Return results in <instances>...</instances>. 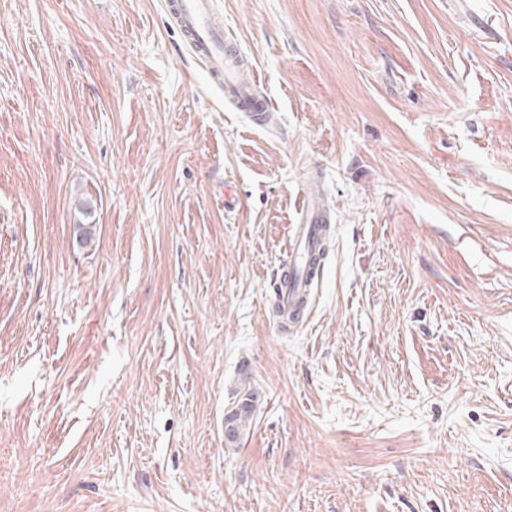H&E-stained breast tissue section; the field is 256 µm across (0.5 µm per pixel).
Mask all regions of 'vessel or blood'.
<instances>
[{
    "label": "vessel or blood",
    "instance_id": "vessel-or-blood-1",
    "mask_svg": "<svg viewBox=\"0 0 512 512\" xmlns=\"http://www.w3.org/2000/svg\"><path fill=\"white\" fill-rule=\"evenodd\" d=\"M166 13L175 20L182 41L207 71L212 84L240 112L261 115L268 101L255 85L240 78L239 56L224 38V24L217 18L216 0H163ZM322 207L315 197L304 201L299 224L292 227L288 269L275 283L282 307L295 310L302 296L310 295L319 279L307 266L310 255L321 249Z\"/></svg>",
    "mask_w": 512,
    "mask_h": 512
}]
</instances>
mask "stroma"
Instances as JSON below:
<instances>
[{"mask_svg": "<svg viewBox=\"0 0 512 512\" xmlns=\"http://www.w3.org/2000/svg\"><path fill=\"white\" fill-rule=\"evenodd\" d=\"M217 10L264 124L160 0H0V512H512V0ZM324 215L321 204L313 196L304 201L301 223L293 224L292 245L288 253V270L275 283L277 298L282 307L292 313L303 295L310 296L312 288L319 280L320 267L308 269L310 254L321 250V224ZM256 408L255 392L250 388L245 391L236 404H234L225 414L224 421L227 416L225 426H230L229 430H224V441L229 447H236L242 435L250 425Z\"/></svg>", "mask_w": 512, "mask_h": 512, "instance_id": "stroma-1", "label": "stroma"}]
</instances>
